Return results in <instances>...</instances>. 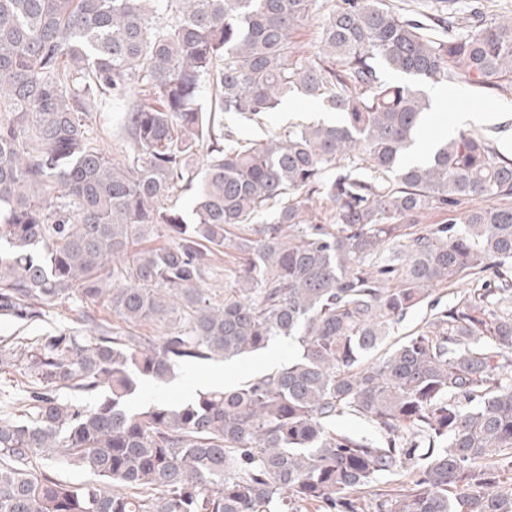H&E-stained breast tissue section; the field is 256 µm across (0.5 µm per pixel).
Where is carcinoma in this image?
Returning a JSON list of instances; mask_svg holds the SVG:
<instances>
[{
    "label": "carcinoma",
    "instance_id": "obj_1",
    "mask_svg": "<svg viewBox=\"0 0 512 512\" xmlns=\"http://www.w3.org/2000/svg\"><path fill=\"white\" fill-rule=\"evenodd\" d=\"M317 2L0 0V320L80 303L73 326L0 336L1 367L25 357L0 384V512H512V155L461 130L406 161L429 90L512 95V16L336 0L298 57ZM293 94L336 121L224 124ZM103 98L129 103L110 152ZM194 182L185 215L171 201ZM278 339L296 348L271 373L141 400L176 365ZM344 415L378 437L340 432ZM390 473L371 505L353 497ZM452 295L448 294V288H436L433 290L431 296L415 311L410 313L402 322H400L396 328L395 333L390 336L388 343H392L399 338L406 335L412 334L416 330L424 326V322L430 314L431 305H435V302H439L438 307H444L448 305V302L452 299Z\"/></svg>",
    "mask_w": 512,
    "mask_h": 512
}]
</instances>
